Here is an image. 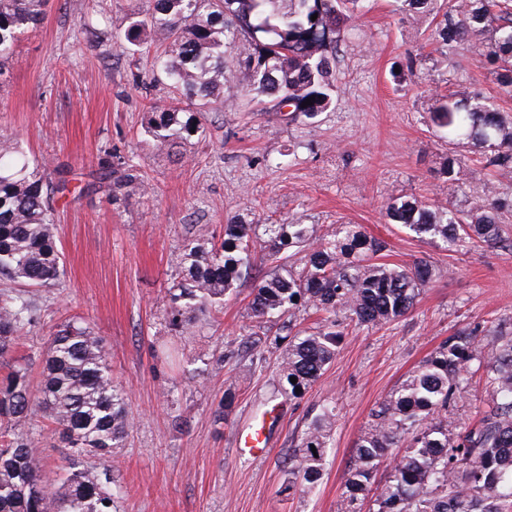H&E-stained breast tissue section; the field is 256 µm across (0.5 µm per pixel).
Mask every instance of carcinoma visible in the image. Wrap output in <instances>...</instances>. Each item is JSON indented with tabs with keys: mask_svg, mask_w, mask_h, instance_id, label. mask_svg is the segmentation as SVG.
Masks as SVG:
<instances>
[{
	"mask_svg": "<svg viewBox=\"0 0 512 512\" xmlns=\"http://www.w3.org/2000/svg\"><path fill=\"white\" fill-rule=\"evenodd\" d=\"M47 2L0 0V74L14 61L21 37L42 24ZM397 2L401 12L428 21L440 46L470 44L478 63L512 95V0ZM362 8L363 0H146L117 39L134 54L162 46L154 67L183 105L151 104L145 132L163 147H179L200 131L196 114L223 102L232 87L268 112L288 107L292 120L316 118L334 102L338 47ZM312 96L315 101L302 106ZM429 122L448 143L469 145L470 161L512 173V119L498 111L495 99L438 94ZM465 166L462 157L446 159L441 173L448 190L463 189ZM100 180L116 193L144 176L119 161L107 165ZM50 200L51 189L20 144L0 141L1 277L32 287L60 279L64 261ZM506 206L486 184L467 210L398 197L386 204L385 217L445 246L494 247L509 240L499 221ZM258 241L263 262L272 265L264 274L257 269ZM293 248L305 252L298 271L288 267ZM384 248L356 224H340L335 234L320 237L314 224L258 226L231 217L220 243L202 229L183 241L182 279L170 289L171 324L223 307L224 297L248 279L249 306L259 323L275 325L300 307L326 314L316 331L274 339L288 340L280 371L295 398L335 361L347 328L391 322L416 305L432 277L430 261H376ZM33 321L24 294L0 301V512H115L109 459L123 445L131 419L123 391L112 382L103 340L87 327L64 325L52 335L34 386L26 368L9 363L20 332ZM474 369L484 376L489 406L478 427L461 430L448 409L467 392ZM42 414L67 447L97 457V471L79 470L68 459L60 489L46 484L32 441L15 431L17 423ZM337 416L336 406H323L288 454L292 482L319 479ZM400 447L374 512H512V330L506 323L449 336L383 399L345 470L340 512H362L374 471Z\"/></svg>",
	"mask_w": 512,
	"mask_h": 512,
	"instance_id": "carcinoma-1",
	"label": "carcinoma"
}]
</instances>
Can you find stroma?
Returning a JSON list of instances; mask_svg holds the SVG:
<instances>
[{"label": "stroma", "mask_w": 512, "mask_h": 512, "mask_svg": "<svg viewBox=\"0 0 512 512\" xmlns=\"http://www.w3.org/2000/svg\"><path fill=\"white\" fill-rule=\"evenodd\" d=\"M142 7L143 0H51L43 26L21 39L17 62L0 78V139L19 138L45 162L47 181H68L53 201L64 274L30 290L36 321L17 354L36 382L59 324L74 320L102 337L132 419L110 460L116 512H339L343 473L371 410L451 334L512 322L511 246L447 250L383 215L390 199L405 195L471 205L449 194L440 173L449 152L467 149L431 127L435 94L479 91L511 117L512 98L473 51L440 54L424 23L400 17L394 0H369L339 47L334 108L291 122L231 90L219 110L203 114L202 135L173 152L144 130L148 103H171L169 86L137 88L132 76L150 74L151 57L121 52L112 40ZM85 19L103 32L101 42L85 41ZM410 55L425 59L418 77L396 82L393 64ZM111 155L140 168L146 186L116 197L105 187L85 191ZM234 215L252 224L298 219L322 235L358 224L386 242L385 262L424 258L433 276L406 316L349 329L320 379L290 398L276 332L251 315V283L182 332L169 325L165 294L180 277L183 239L202 227L222 233ZM228 389L234 402L216 419ZM328 403L339 414L322 474L290 486L288 454ZM270 410L277 420L267 452L242 455L238 434ZM20 429L45 462L46 483L58 487L72 449L60 447L49 420Z\"/></svg>", "instance_id": "obj_1"}]
</instances>
